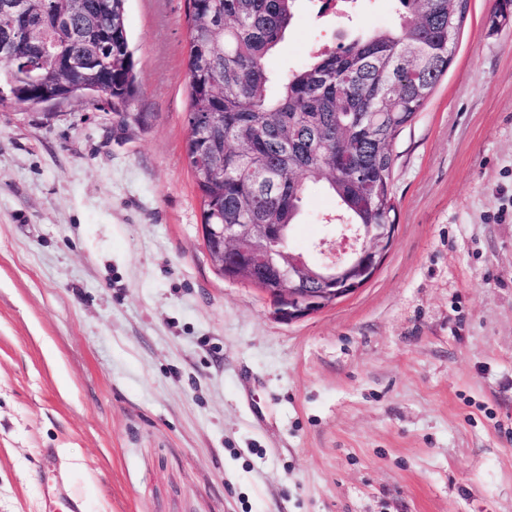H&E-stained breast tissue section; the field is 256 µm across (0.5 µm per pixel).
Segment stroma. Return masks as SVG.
Listing matches in <instances>:
<instances>
[{"label": "stroma", "instance_id": "obj_1", "mask_svg": "<svg viewBox=\"0 0 512 512\" xmlns=\"http://www.w3.org/2000/svg\"><path fill=\"white\" fill-rule=\"evenodd\" d=\"M469 0L396 139L373 278L285 321L218 275L186 142L187 0H127L138 92L0 104V512H512V27ZM300 5L271 71L391 26ZM336 198L311 186L309 255ZM54 465L44 468V454Z\"/></svg>", "mask_w": 512, "mask_h": 512}]
</instances>
